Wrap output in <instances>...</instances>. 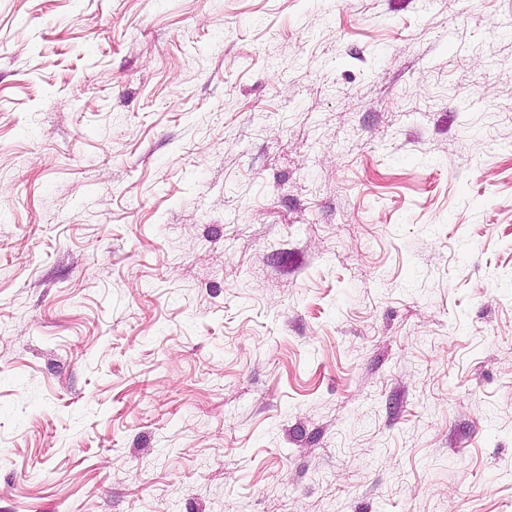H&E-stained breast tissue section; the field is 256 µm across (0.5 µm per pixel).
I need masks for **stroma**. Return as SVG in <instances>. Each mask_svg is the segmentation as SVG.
Here are the masks:
<instances>
[{"label": "stroma", "instance_id": "35a3bbf8", "mask_svg": "<svg viewBox=\"0 0 512 512\" xmlns=\"http://www.w3.org/2000/svg\"><path fill=\"white\" fill-rule=\"evenodd\" d=\"M0 512H512V0H0Z\"/></svg>", "mask_w": 512, "mask_h": 512}]
</instances>
